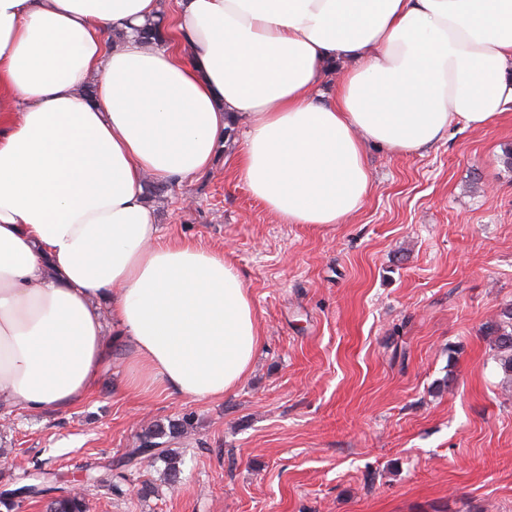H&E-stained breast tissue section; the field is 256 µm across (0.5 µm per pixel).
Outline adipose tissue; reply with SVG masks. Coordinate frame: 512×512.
I'll list each match as a JSON object with an SVG mask.
<instances>
[{
  "label": "adipose tissue",
  "instance_id": "ef3b65f1",
  "mask_svg": "<svg viewBox=\"0 0 512 512\" xmlns=\"http://www.w3.org/2000/svg\"><path fill=\"white\" fill-rule=\"evenodd\" d=\"M511 104L512 0H0V400L82 401L108 325L129 398L238 388L250 292L223 251L162 240L145 191L207 173L231 128L266 211L331 230L370 193L367 146L416 155Z\"/></svg>",
  "mask_w": 512,
  "mask_h": 512
}]
</instances>
